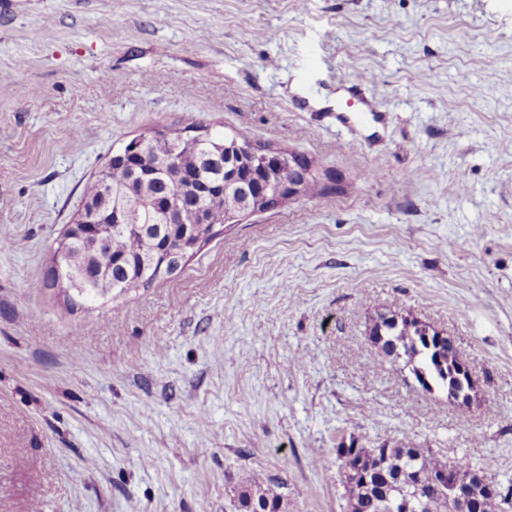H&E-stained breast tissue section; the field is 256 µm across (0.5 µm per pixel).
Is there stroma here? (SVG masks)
I'll list each match as a JSON object with an SVG mask.
<instances>
[{
	"label": "stroma",
	"mask_w": 512,
	"mask_h": 512,
	"mask_svg": "<svg viewBox=\"0 0 512 512\" xmlns=\"http://www.w3.org/2000/svg\"><path fill=\"white\" fill-rule=\"evenodd\" d=\"M362 73L386 128L331 115ZM189 117L324 194L68 305L44 282L84 185ZM389 308L454 339L469 410L369 341ZM386 442L512 486V0H0V512H243L259 471L345 512L337 449Z\"/></svg>",
	"instance_id": "stroma-1"
}]
</instances>
